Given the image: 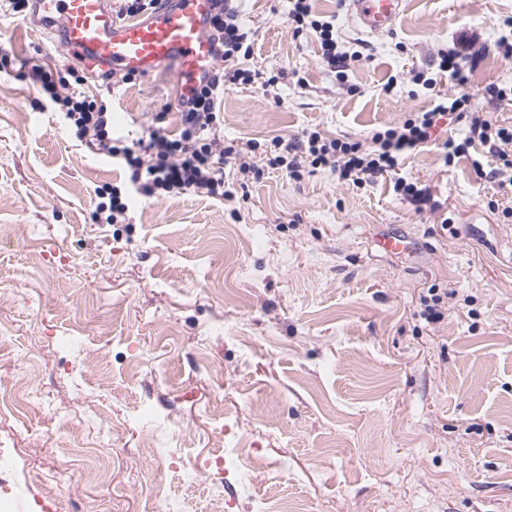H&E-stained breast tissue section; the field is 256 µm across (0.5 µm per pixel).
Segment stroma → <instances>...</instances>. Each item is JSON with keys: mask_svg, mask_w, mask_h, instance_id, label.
Listing matches in <instances>:
<instances>
[{"mask_svg": "<svg viewBox=\"0 0 512 512\" xmlns=\"http://www.w3.org/2000/svg\"><path fill=\"white\" fill-rule=\"evenodd\" d=\"M257 29L254 83H225L224 141L373 132L430 109L410 70L460 33L492 44L512 0H407L395 28L357 34L344 0H316L367 58L337 81L288 0H235ZM0 51L68 65L50 33L0 12ZM278 85L267 80L277 71ZM400 81L392 93L383 85ZM512 61L487 54L470 91L512 125ZM355 92H348V85ZM118 135L174 106L170 66L116 86L88 77ZM459 123L439 121L398 176L356 187L319 168L271 169L232 200L139 202L97 223L95 191L121 166L69 136L58 110L0 75V391L24 374L37 406L0 416L17 512H512V183L488 148L445 165ZM399 235L408 250L378 253ZM448 294L438 323L428 288ZM72 472L54 489L36 484ZM393 190L397 195L410 199L419 205H427L431 200L430 190L427 187H419L416 182L398 177L393 184ZM440 289L428 288V295L422 298V305L424 309L422 316L427 322H437L445 318V301L448 298L447 293H439Z\"/></svg>", "mask_w": 512, "mask_h": 512, "instance_id": "35a3bbf8", "label": "stroma"}]
</instances>
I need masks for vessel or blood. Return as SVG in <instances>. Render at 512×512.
<instances>
[{
	"label": "vessel or blood",
	"instance_id": "1",
	"mask_svg": "<svg viewBox=\"0 0 512 512\" xmlns=\"http://www.w3.org/2000/svg\"><path fill=\"white\" fill-rule=\"evenodd\" d=\"M405 0H349L358 25L378 35L391 31ZM217 0H161L146 16L117 19L106 0H32L36 26L56 36L70 55L117 75L149 77L169 63L182 96L206 84L218 62L209 34Z\"/></svg>",
	"mask_w": 512,
	"mask_h": 512
}]
</instances>
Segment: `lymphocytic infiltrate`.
Returning a JSON list of instances; mask_svg holds the SVG:
<instances>
[{
  "instance_id": "lymphocytic-infiltrate-1",
  "label": "lymphocytic infiltrate",
  "mask_w": 512,
  "mask_h": 512,
  "mask_svg": "<svg viewBox=\"0 0 512 512\" xmlns=\"http://www.w3.org/2000/svg\"><path fill=\"white\" fill-rule=\"evenodd\" d=\"M218 40L219 57L233 63V71L215 69L209 81L193 90L181 112L178 132L167 129V115L155 113L146 130L138 138L115 136L111 114L106 104L81 92L84 78L70 70L69 80H61L49 64L34 59L20 65L19 75L29 80L42 98L57 106L65 117L74 138L93 155L118 160L126 172L123 186L106 185L97 191V214L106 223L122 224L134 200L164 199L180 195H197L221 200L231 198L224 188V167L236 164L241 175L255 173L253 164L242 161L235 146H221L219 99L224 94L225 80L251 83V70L243 68V60L254 52L255 34L240 18L229 0H222L213 21ZM288 26L293 37L312 34L316 37L321 60L337 80L347 82L351 63L360 61L362 51L346 48L338 39L334 17L318 12L313 0H288ZM484 53L474 37L460 35L452 48L437 52L430 68L413 72V84L435 90L439 77L456 83L457 94L437 96L428 110L409 113L401 123L375 131L369 142L328 138L319 130H306L295 143L276 137L270 142L272 168L286 171L289 178L301 179L309 169L330 168L338 181L357 187L374 183L386 175H394L393 190L397 195L420 205L428 204V188L396 176L403 156L418 152L442 118L465 125L463 138H448L444 144L445 163L469 155L475 145L488 147L498 163L489 172L497 178L512 172V126L499 124L478 112L468 91L469 77Z\"/></svg>"
}]
</instances>
